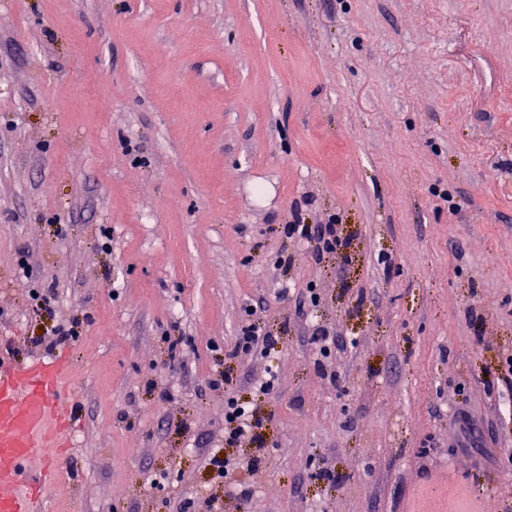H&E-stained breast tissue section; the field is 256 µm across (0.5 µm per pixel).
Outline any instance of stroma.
Instances as JSON below:
<instances>
[{"instance_id": "obj_1", "label": "stroma", "mask_w": 512, "mask_h": 512, "mask_svg": "<svg viewBox=\"0 0 512 512\" xmlns=\"http://www.w3.org/2000/svg\"><path fill=\"white\" fill-rule=\"evenodd\" d=\"M249 309L270 355L232 351ZM58 321L49 512H410L428 471L512 512V0H0V351ZM228 396L261 441L225 444ZM284 234L294 242L304 243L311 247V255L318 261L324 254H334L345 250L348 243L336 231V224H294L284 225ZM207 466L213 474L214 479L223 481L225 486L227 484L233 485V490H231V492H236L237 495L243 498L250 496L251 491L248 486H245L239 480L231 481L232 477L228 468L229 462L224 459L223 456L218 453L210 455Z\"/></svg>"}]
</instances>
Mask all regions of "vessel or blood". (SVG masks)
Masks as SVG:
<instances>
[{"instance_id":"1","label":"vessel or blood","mask_w":512,"mask_h":512,"mask_svg":"<svg viewBox=\"0 0 512 512\" xmlns=\"http://www.w3.org/2000/svg\"><path fill=\"white\" fill-rule=\"evenodd\" d=\"M72 403L62 361L0 356V512H41L70 456Z\"/></svg>"}]
</instances>
